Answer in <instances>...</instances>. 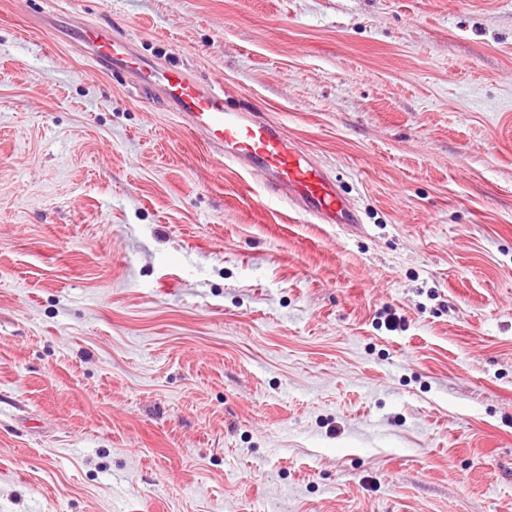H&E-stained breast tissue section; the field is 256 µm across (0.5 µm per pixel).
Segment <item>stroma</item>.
Returning a JSON list of instances; mask_svg holds the SVG:
<instances>
[{
	"label": "stroma",
	"mask_w": 512,
	"mask_h": 512,
	"mask_svg": "<svg viewBox=\"0 0 512 512\" xmlns=\"http://www.w3.org/2000/svg\"><path fill=\"white\" fill-rule=\"evenodd\" d=\"M81 21L282 121L362 225ZM0 512H512V0H0ZM78 28L75 44L97 65L129 72L145 89L160 90L170 110L201 134L225 163L256 176L268 191L288 199L319 224H362L358 207L338 191L336 178L290 140L280 124L225 105L223 94L189 70L142 58L126 39L112 36L106 27Z\"/></svg>",
	"instance_id": "stroma-1"
}]
</instances>
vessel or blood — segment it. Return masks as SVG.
<instances>
[{"label":"vessel or blood","mask_w":512,"mask_h":512,"mask_svg":"<svg viewBox=\"0 0 512 512\" xmlns=\"http://www.w3.org/2000/svg\"><path fill=\"white\" fill-rule=\"evenodd\" d=\"M75 43L100 67L129 72L140 86L160 90L171 111L225 162L256 176L297 211L321 224L361 223L358 207L338 191L335 177L280 124L225 105L223 94L189 70L142 58L106 27H81Z\"/></svg>","instance_id":"1"}]
</instances>
